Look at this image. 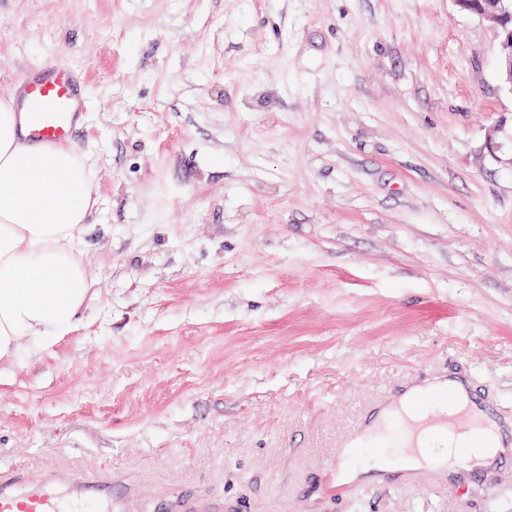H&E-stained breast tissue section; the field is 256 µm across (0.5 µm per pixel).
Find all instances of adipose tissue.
<instances>
[{"mask_svg":"<svg viewBox=\"0 0 512 512\" xmlns=\"http://www.w3.org/2000/svg\"><path fill=\"white\" fill-rule=\"evenodd\" d=\"M95 192L86 152L30 143L13 101H0V364L13 360L20 339L36 356L74 328L94 282L78 233ZM482 442L479 432L452 431L433 454L453 469L465 444L473 465L484 466L495 456Z\"/></svg>","mask_w":512,"mask_h":512,"instance_id":"ef3b65f1","label":"adipose tissue"}]
</instances>
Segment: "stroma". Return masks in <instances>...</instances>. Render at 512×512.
Returning <instances> with one entry per match:
<instances>
[{"instance_id": "1", "label": "stroma", "mask_w": 512, "mask_h": 512, "mask_svg": "<svg viewBox=\"0 0 512 512\" xmlns=\"http://www.w3.org/2000/svg\"><path fill=\"white\" fill-rule=\"evenodd\" d=\"M457 0H0V100L84 71L97 202L68 336L0 364V468L133 512H512V454L326 475L456 374L512 435V92Z\"/></svg>"}]
</instances>
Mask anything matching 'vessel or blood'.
Returning a JSON list of instances; mask_svg holds the SVG:
<instances>
[{
  "mask_svg": "<svg viewBox=\"0 0 512 512\" xmlns=\"http://www.w3.org/2000/svg\"><path fill=\"white\" fill-rule=\"evenodd\" d=\"M18 109L27 120L30 141L51 145L74 140L81 118L90 110L85 78L69 65L34 66L14 92ZM428 425L461 431L475 427L468 414L435 413ZM419 427L409 423L386 425L381 431L364 427L349 435L345 447L353 455L375 447L387 451L392 471L416 479L419 470L409 464L419 452ZM0 512H124L112 496V474L87 470L61 478L55 471L27 473L0 468Z\"/></svg>",
  "mask_w": 512,
  "mask_h": 512,
  "instance_id": "b4317fda",
  "label": "vessel or blood"
}]
</instances>
